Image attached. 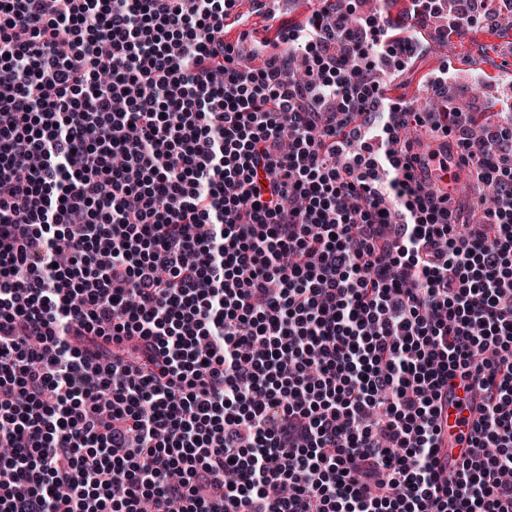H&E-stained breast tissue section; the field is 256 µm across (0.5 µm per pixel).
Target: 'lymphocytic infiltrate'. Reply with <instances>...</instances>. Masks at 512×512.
Masks as SVG:
<instances>
[{
	"label": "lymphocytic infiltrate",
	"instance_id": "lymphocytic-infiltrate-1",
	"mask_svg": "<svg viewBox=\"0 0 512 512\" xmlns=\"http://www.w3.org/2000/svg\"><path fill=\"white\" fill-rule=\"evenodd\" d=\"M461 2L0 0V512H512V120L387 85ZM473 393L465 392L462 388L456 387L453 392L448 391V407L445 404L444 414L448 413V432L445 431L443 445L447 448H440L439 458L441 464L446 468L448 452V470L452 469L462 454L468 450L467 439L471 433L472 424L478 408V402L473 399ZM462 401V405L459 403ZM464 419V423H461ZM461 436L463 441L460 442Z\"/></svg>",
	"mask_w": 512,
	"mask_h": 512
}]
</instances>
